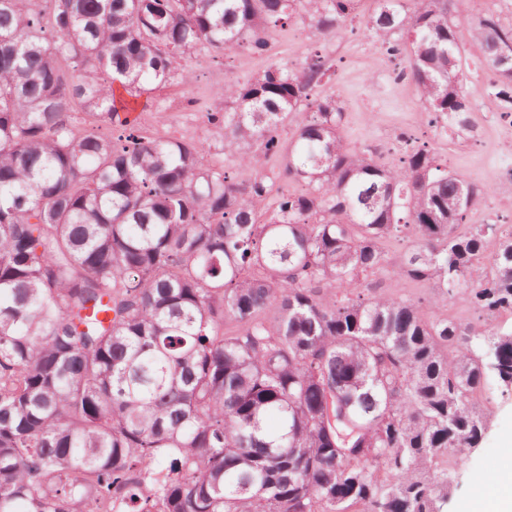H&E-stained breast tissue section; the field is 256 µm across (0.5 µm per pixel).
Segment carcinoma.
Listing matches in <instances>:
<instances>
[{
    "label": "carcinoma",
    "mask_w": 512,
    "mask_h": 512,
    "mask_svg": "<svg viewBox=\"0 0 512 512\" xmlns=\"http://www.w3.org/2000/svg\"><path fill=\"white\" fill-rule=\"evenodd\" d=\"M359 2L0 0V512H441L448 458L491 427L476 393L512 389V330L358 287L390 275L512 310V236L459 231L489 186L424 146L397 166L350 149L336 101L309 99L316 51L225 85L203 142L133 117L201 49L263 54L302 15L327 41ZM378 2L368 26L434 122L475 128L448 0ZM468 29L512 114V21ZM77 106L117 134L76 131ZM206 143L279 156L310 190L261 223L265 173L203 167Z\"/></svg>",
    "instance_id": "carcinoma-1"
}]
</instances>
